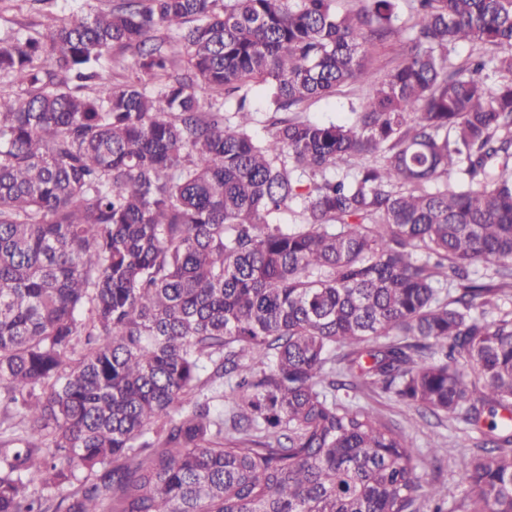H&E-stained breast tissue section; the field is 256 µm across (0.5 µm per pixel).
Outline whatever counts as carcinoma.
<instances>
[{
	"mask_svg": "<svg viewBox=\"0 0 512 512\" xmlns=\"http://www.w3.org/2000/svg\"><path fill=\"white\" fill-rule=\"evenodd\" d=\"M0 73V512H425L360 385L480 433L448 512H512V0H120ZM226 380L263 438L194 399ZM396 52L390 43L378 49L377 53L370 59L369 66L375 78L384 76L396 62ZM110 55H112V72L130 75L134 71L137 61V52L134 48L113 47ZM369 92L367 85H350L342 88L335 97L322 99L313 104L307 116L320 122H344L349 118L350 103L358 104Z\"/></svg>",
	"mask_w": 512,
	"mask_h": 512,
	"instance_id": "cac0c4a2",
	"label": "carcinoma"
}]
</instances>
